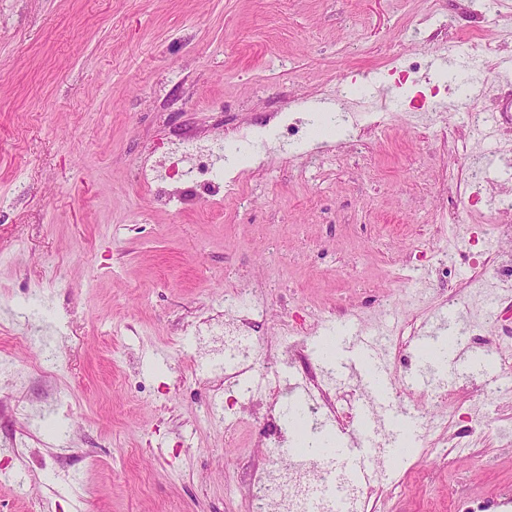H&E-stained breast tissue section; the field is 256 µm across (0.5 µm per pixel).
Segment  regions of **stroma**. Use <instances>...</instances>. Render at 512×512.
Returning <instances> with one entry per match:
<instances>
[{
	"mask_svg": "<svg viewBox=\"0 0 512 512\" xmlns=\"http://www.w3.org/2000/svg\"><path fill=\"white\" fill-rule=\"evenodd\" d=\"M483 0H0V512H253L249 476L280 415L225 430L199 425L216 385L240 377L213 362L224 296L252 292L270 317L239 337L249 355L300 379L303 362L267 357L283 320H307L306 361L321 337L355 323L408 334L433 310L467 315L494 339L512 325L495 303L493 268L456 258L441 218L494 249L471 187L500 191L483 167L491 149L467 114L409 113L468 89L464 67L429 68L448 49L496 45L512 57V24ZM421 65L405 72L406 61ZM486 61L477 106L512 151V85ZM336 119L371 104L356 145L282 147L287 118ZM235 165L236 194L203 210L179 180L148 188L136 167L181 154L182 139ZM254 158L237 166L239 156ZM414 280L398 294V277ZM42 289L28 319L22 284ZM498 321L490 323V304ZM59 368L35 373L44 347ZM135 378L139 391L125 381ZM17 400L33 416L9 414ZM489 422L475 458L419 448L384 463L375 512H463L448 501L512 484V451L495 428L512 399L450 385Z\"/></svg>",
	"mask_w": 512,
	"mask_h": 512,
	"instance_id": "obj_1",
	"label": "stroma"
}]
</instances>
